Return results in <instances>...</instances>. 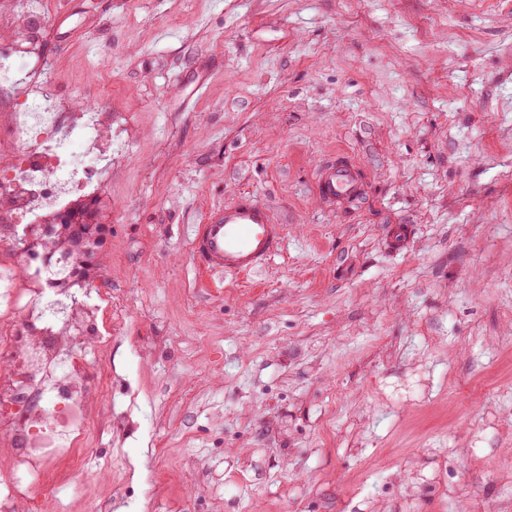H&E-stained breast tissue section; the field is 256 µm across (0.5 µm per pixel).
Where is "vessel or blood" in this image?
Wrapping results in <instances>:
<instances>
[{"label":"vessel or blood","instance_id":"1","mask_svg":"<svg viewBox=\"0 0 512 512\" xmlns=\"http://www.w3.org/2000/svg\"><path fill=\"white\" fill-rule=\"evenodd\" d=\"M318 198L340 203L361 193L353 164L345 159L323 166L315 181ZM283 228L269 206L243 194L232 204L211 210L192 233L196 259L206 271L244 275L262 268L282 242Z\"/></svg>","mask_w":512,"mask_h":512}]
</instances>
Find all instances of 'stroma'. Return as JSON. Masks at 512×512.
Segmentation results:
<instances>
[{
    "label": "stroma",
    "mask_w": 512,
    "mask_h": 512,
    "mask_svg": "<svg viewBox=\"0 0 512 512\" xmlns=\"http://www.w3.org/2000/svg\"><path fill=\"white\" fill-rule=\"evenodd\" d=\"M51 2L45 80L126 149L92 280L122 418L46 512L512 502V0ZM243 194L280 250L200 269L189 228ZM318 198L342 203L361 194V182L353 164L345 159L323 166L315 181Z\"/></svg>",
    "instance_id": "stroma-1"
}]
</instances>
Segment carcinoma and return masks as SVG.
<instances>
[{"label":"carcinoma","instance_id":"cac0c4a2","mask_svg":"<svg viewBox=\"0 0 512 512\" xmlns=\"http://www.w3.org/2000/svg\"><path fill=\"white\" fill-rule=\"evenodd\" d=\"M100 210L98 200L91 206L77 200L71 205L68 223L58 224L52 215L49 218V224L53 226L50 234H42L40 228L33 231L40 255L64 256L77 269V280L64 284L66 288L87 283L99 268L91 255L100 250L104 242L105 225L101 222Z\"/></svg>","mask_w":512,"mask_h":512}]
</instances>
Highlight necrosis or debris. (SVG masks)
I'll use <instances>...</instances> for the list:
<instances>
[{
  "label": "necrosis or debris",
  "mask_w": 512,
  "mask_h": 512,
  "mask_svg": "<svg viewBox=\"0 0 512 512\" xmlns=\"http://www.w3.org/2000/svg\"><path fill=\"white\" fill-rule=\"evenodd\" d=\"M32 42L0 49V240L89 193L112 171L110 109H71L42 79ZM81 133L82 149L72 146ZM0 260V438L15 474L0 512L34 507L83 471L86 438L111 384L112 307L94 288L63 287L61 262L38 261L27 286Z\"/></svg>",
  "instance_id": "obj_1"
}]
</instances>
